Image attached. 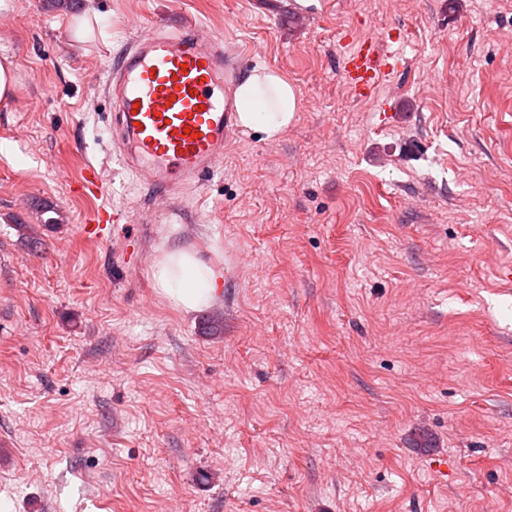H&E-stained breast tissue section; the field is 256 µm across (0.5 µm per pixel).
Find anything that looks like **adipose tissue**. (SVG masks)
I'll list each match as a JSON object with an SVG mask.
<instances>
[{
	"instance_id": "ef3b65f1",
	"label": "adipose tissue",
	"mask_w": 512,
	"mask_h": 512,
	"mask_svg": "<svg viewBox=\"0 0 512 512\" xmlns=\"http://www.w3.org/2000/svg\"><path fill=\"white\" fill-rule=\"evenodd\" d=\"M240 126L266 138L280 136L293 121L297 91L276 71L258 67L237 88ZM224 277L221 267L203 264L197 257L170 251L157 260L152 278L157 290L176 308L197 311L211 306L220 296Z\"/></svg>"
}]
</instances>
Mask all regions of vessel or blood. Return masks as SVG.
Here are the masks:
<instances>
[{"label":"vessel or blood","instance_id":"vessel-or-blood-1","mask_svg":"<svg viewBox=\"0 0 512 512\" xmlns=\"http://www.w3.org/2000/svg\"><path fill=\"white\" fill-rule=\"evenodd\" d=\"M394 65L381 42L366 37L344 52L341 77L366 101ZM239 83L222 44L192 25L158 24L122 52L109 85L116 127L128 145L123 164L153 198L200 182L221 162L227 137L239 127Z\"/></svg>","mask_w":512,"mask_h":512}]
</instances>
